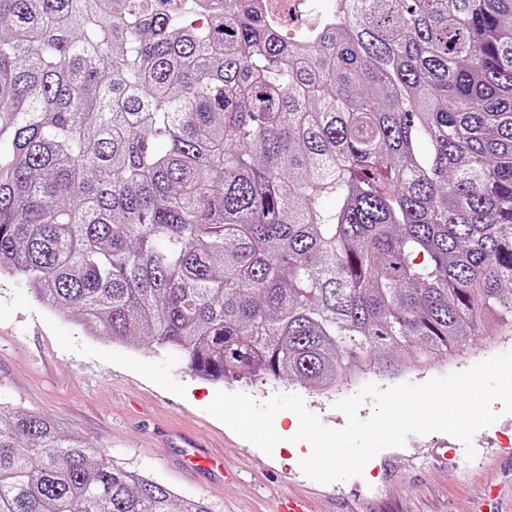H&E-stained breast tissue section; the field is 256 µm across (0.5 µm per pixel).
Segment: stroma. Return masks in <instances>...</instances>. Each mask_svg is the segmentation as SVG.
<instances>
[{"instance_id":"obj_1","label":"stroma","mask_w":512,"mask_h":512,"mask_svg":"<svg viewBox=\"0 0 512 512\" xmlns=\"http://www.w3.org/2000/svg\"><path fill=\"white\" fill-rule=\"evenodd\" d=\"M508 351L512 332L481 335L463 360L406 380L421 384ZM219 390L260 401L296 394L326 427L346 424L337 395L273 380L196 378L178 353L86 335L35 301L23 281L0 276V403L49 416L178 497L206 499L219 512H274L284 494L304 499L310 512H512V413L501 402L492 405L497 420L471 445L441 432L412 434L404 446L370 459L361 475L323 484L308 478L290 452L265 455L207 414ZM195 451L223 457V472L189 468L186 457ZM492 482L500 490L494 498L487 494Z\"/></svg>"}]
</instances>
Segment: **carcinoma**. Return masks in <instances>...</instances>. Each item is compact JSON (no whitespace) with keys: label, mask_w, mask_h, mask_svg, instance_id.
<instances>
[{"label":"carcinoma","mask_w":512,"mask_h":512,"mask_svg":"<svg viewBox=\"0 0 512 512\" xmlns=\"http://www.w3.org/2000/svg\"><path fill=\"white\" fill-rule=\"evenodd\" d=\"M4 274L216 382L512 331V0H0ZM0 512L219 510L1 405Z\"/></svg>","instance_id":"cac0c4a2"}]
</instances>
